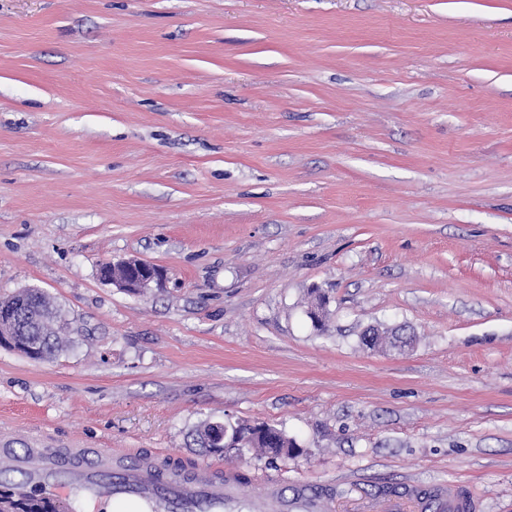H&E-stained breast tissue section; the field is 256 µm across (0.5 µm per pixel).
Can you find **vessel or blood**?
Wrapping results in <instances>:
<instances>
[{"label": "vessel or blood", "mask_w": 512, "mask_h": 512, "mask_svg": "<svg viewBox=\"0 0 512 512\" xmlns=\"http://www.w3.org/2000/svg\"><path fill=\"white\" fill-rule=\"evenodd\" d=\"M107 448H46L41 464L30 468L27 456L0 450L15 469L26 471L19 483H0V507L5 512H67L72 503L63 487L97 503L132 504L138 512H224V487L237 482L231 471L200 465L188 477L173 476L162 463L134 461L108 472Z\"/></svg>", "instance_id": "vessel-or-blood-1"}]
</instances>
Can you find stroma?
<instances>
[{
  "mask_svg": "<svg viewBox=\"0 0 512 512\" xmlns=\"http://www.w3.org/2000/svg\"><path fill=\"white\" fill-rule=\"evenodd\" d=\"M131 257L163 287L100 280ZM24 288L70 334L0 346L17 450L220 463L195 429L245 420L297 451L242 501L512 512V0H0V300Z\"/></svg>",
  "mask_w": 512,
  "mask_h": 512,
  "instance_id": "obj_1",
  "label": "stroma"
}]
</instances>
